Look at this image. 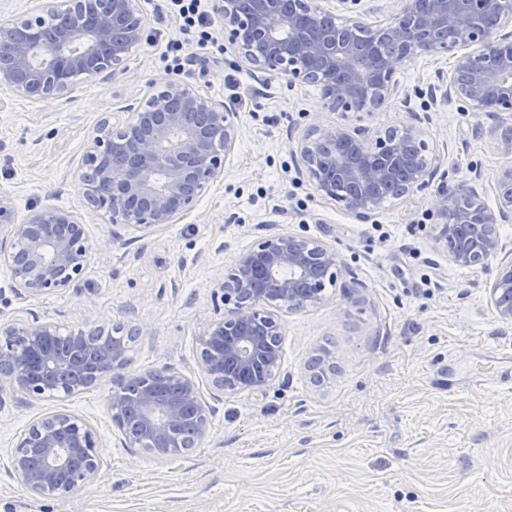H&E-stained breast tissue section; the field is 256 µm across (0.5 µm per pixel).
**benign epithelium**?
Instances as JSON below:
<instances>
[{
	"label": "benign epithelium",
	"instance_id": "7a95c632",
	"mask_svg": "<svg viewBox=\"0 0 512 512\" xmlns=\"http://www.w3.org/2000/svg\"><path fill=\"white\" fill-rule=\"evenodd\" d=\"M385 21L369 25L347 9L337 14L322 0H212V13L228 31L235 53L255 70L290 86L319 87L327 112H372L394 101L406 106L396 75L417 57L452 52V68L436 71L448 99L474 112L512 116V0H398ZM68 12L83 28L81 42L36 52L48 14ZM146 21L133 0H49L40 11L0 24V89L35 101L66 97L79 75L113 76L140 45ZM239 115L223 102L174 80L150 98L149 108L94 136L84 155L82 205L113 225L148 230L192 212L208 186L224 176L239 135ZM393 133L375 134L338 122L317 125L299 140V156L315 192L369 219L382 199L378 187L397 183L399 197L427 188L445 162L429 151L418 122L399 121ZM496 203L479 200L475 187L444 190L435 205V244L457 266L483 268L505 251L499 226L512 221V162L495 181ZM10 228L0 259L21 297H38L83 279L90 244L77 212L33 207L18 219L0 196V227ZM344 264L319 241L288 231L270 234L239 253L213 293L212 320L200 339V364L211 388L224 394L262 393L283 364V316L327 300ZM490 299L499 320L512 323V260L498 266ZM102 328H79L54 347L50 322L0 328V391L19 388L34 398L68 397L105 383L113 427L127 434L125 348ZM333 356L312 364L313 378L334 372ZM177 387L159 396L140 387L135 444L155 451L172 444L196 448L207 437L213 408L199 383L168 372ZM96 430L66 411L34 422L9 455L11 470L34 495L66 498L94 480L102 460Z\"/></svg>",
	"mask_w": 512,
	"mask_h": 512
}]
</instances>
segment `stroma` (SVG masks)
Masks as SVG:
<instances>
[{"instance_id":"stroma-1","label":"stroma","mask_w":512,"mask_h":512,"mask_svg":"<svg viewBox=\"0 0 512 512\" xmlns=\"http://www.w3.org/2000/svg\"><path fill=\"white\" fill-rule=\"evenodd\" d=\"M135 5L147 27L125 71L79 79L58 102L0 93V195L20 215L44 204L78 210L92 247L82 281L39 298L18 297L0 262V325L38 320L66 334L141 320L149 332L129 349L128 374L166 367L200 381L215 282L257 239L290 231L318 240L346 272L323 304L286 317L283 365L265 393L214 402L207 442L182 455L130 446L112 426L106 385L64 399L1 391L0 512H512V387L469 378L472 363L512 344V324L490 304L497 266H457L433 241L442 188L475 183L494 206L492 183L507 162L499 116L441 98L435 72L448 57L406 62L397 77L408 107L345 121L375 132L420 118L430 148L447 154V172L361 222L316 194L292 151L331 118L318 90L253 70L218 33L181 81L239 114L223 180L174 223L115 226L82 208L76 173L102 124L163 90L164 39L177 30L165 0ZM323 347L336 370L316 385L308 363ZM57 410L96 429L102 472L69 497L40 499L6 452L36 417Z\"/></svg>"}]
</instances>
